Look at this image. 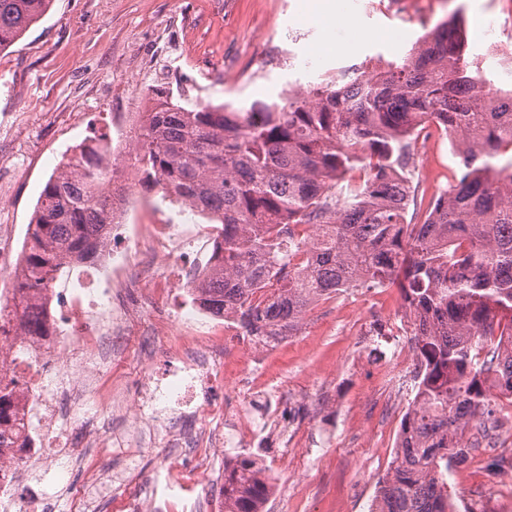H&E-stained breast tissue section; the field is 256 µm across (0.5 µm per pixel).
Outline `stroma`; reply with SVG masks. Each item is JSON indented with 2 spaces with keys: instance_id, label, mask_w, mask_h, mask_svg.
Instances as JSON below:
<instances>
[{
  "instance_id": "1",
  "label": "stroma",
  "mask_w": 512,
  "mask_h": 512,
  "mask_svg": "<svg viewBox=\"0 0 512 512\" xmlns=\"http://www.w3.org/2000/svg\"><path fill=\"white\" fill-rule=\"evenodd\" d=\"M311 0H54L49 12L25 35L0 50V225H8L15 248H22L39 194L63 154L95 135L112 130V119L144 101L143 84L132 72L142 63L174 62L172 88L191 87L196 97L235 108L276 100L288 85L319 82L321 72L381 55L402 56L394 47L398 31L416 41L425 29L461 17L470 51L493 73L496 44L512 42V26L496 43L485 38V19L502 18L507 0H418L414 12L363 14L364 0H328L337 14L353 18L362 38L336 27L308 9ZM293 28L302 41L287 45L303 56L313 43H355L353 55L325 57L321 72L285 65L263 66L283 33ZM232 54L255 77L224 84V57ZM383 335H373L374 326ZM411 327L398 289L350 288L315 302L296 335L260 355L242 344L228 350L211 383L212 400L231 413L245 409L226 381L241 378L254 390L287 394L296 400L302 436L288 448L259 453L272 491L264 512H368L376 482L392 460L400 422L412 397L415 357ZM153 359L142 365L132 355L119 368L127 392H136L143 371L168 372L178 357L169 337L152 339ZM111 377L88 395L97 406L81 437L104 441L102 469L123 468L107 444L124 429L112 411ZM323 410L311 415L312 401ZM237 449L203 455L194 448L170 447L166 438L139 449L131 465L136 482L97 493L96 512H114V494L161 499L179 494L214 512V496L224 483V466ZM457 512H512V467L488 473L485 458H473L448 477Z\"/></svg>"
}]
</instances>
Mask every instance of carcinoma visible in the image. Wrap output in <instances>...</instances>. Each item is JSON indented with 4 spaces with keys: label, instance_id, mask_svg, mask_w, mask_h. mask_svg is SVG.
Returning <instances> with one entry per match:
<instances>
[{
    "label": "carcinoma",
    "instance_id": "obj_1",
    "mask_svg": "<svg viewBox=\"0 0 512 512\" xmlns=\"http://www.w3.org/2000/svg\"><path fill=\"white\" fill-rule=\"evenodd\" d=\"M53 0H0V48L37 24ZM351 90L325 75L309 91L248 107L214 106L149 87L133 156L145 187L188 201L212 224V278L200 300L247 333L267 322L293 334L317 300L343 288L399 290L411 324L413 398L370 512H455L448 473L502 424L490 388L512 401V92L470 59L458 18L396 60L377 58ZM432 125L453 145L457 172L420 221L413 132ZM101 134L75 146L46 181L0 319L30 336L49 319L28 301L54 287L69 260H88L112 197L96 194ZM359 169L363 183L347 179ZM318 226L296 240L291 227ZM311 261L292 265L302 246ZM224 512H263L266 468L224 465Z\"/></svg>",
    "mask_w": 512,
    "mask_h": 512
}]
</instances>
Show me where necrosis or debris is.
Here are the masks:
<instances>
[{
	"instance_id": "1",
	"label": "necrosis or debris",
	"mask_w": 512,
	"mask_h": 512,
	"mask_svg": "<svg viewBox=\"0 0 512 512\" xmlns=\"http://www.w3.org/2000/svg\"><path fill=\"white\" fill-rule=\"evenodd\" d=\"M107 178L99 190L110 194L113 185L122 193L113 197L118 224L106 227L98 244L94 266L70 265L71 286L67 293H43L41 306L60 307L67 346L58 348L53 337L25 335L14 322L0 323V381L16 382L8 411L10 428L25 439L22 448H0V512H45L46 496L37 469L67 475L74 467L94 470V460L85 445L74 443L75 423L94 414L87 404L77 412L63 414L65 394L78 391L86 377L104 368L119 367L131 348V339L148 335L142 309L162 304L170 289L181 281L197 285L202 275L196 269L178 271L175 279H154L158 260L175 261L178 248L199 235V228L168 222L162 211H154L148 223H139L141 211L132 200L136 168L132 162L104 158ZM129 239L123 251L112 248L116 238ZM217 352L200 343L180 356V364L161 379L142 376L141 389L131 403L132 413L158 425H168L173 413L219 416L221 405L204 404L206 385L202 379ZM254 425L245 416L235 418L223 439L212 434L179 430L176 439L190 448L208 453L223 446L233 448L254 435Z\"/></svg>"
}]
</instances>
